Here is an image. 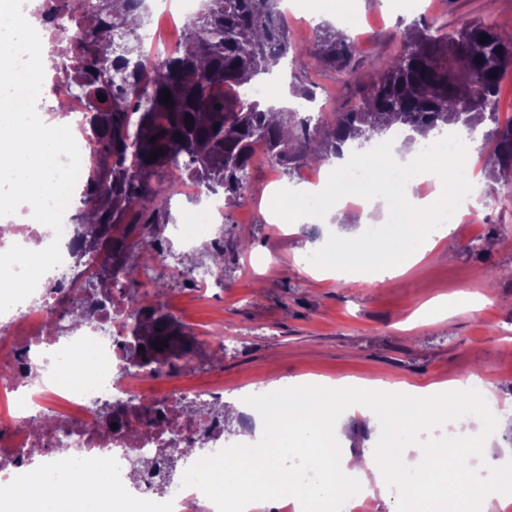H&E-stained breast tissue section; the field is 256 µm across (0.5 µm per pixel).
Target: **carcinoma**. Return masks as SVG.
<instances>
[{
    "instance_id": "carcinoma-1",
    "label": "carcinoma",
    "mask_w": 512,
    "mask_h": 512,
    "mask_svg": "<svg viewBox=\"0 0 512 512\" xmlns=\"http://www.w3.org/2000/svg\"><path fill=\"white\" fill-rule=\"evenodd\" d=\"M279 0H204L184 25L175 55L152 60L140 49L137 30L145 24L138 0H99L83 31L89 43V80L81 92L96 102L89 131L100 145L101 177L86 185L78 217L83 249L104 255L91 278L116 279L132 286L129 316L134 335L148 342V361L162 347L174 372L187 361L194 337L156 301L168 281L142 261L144 242L132 237L140 224H167L171 196L160 184L190 178L211 193L224 190L234 204L246 189L254 145L264 144L268 159L289 177L300 169L343 156L349 141L362 147L395 125L408 130L409 144L428 143V135L448 125L472 134L488 121L484 143L493 146L485 167L512 192V117L500 121L504 74L512 70V38L482 21L463 24L452 34L415 21L401 34L402 49L370 74L355 66V44L323 24L312 44L296 42L278 9ZM488 42L482 44V37ZM304 71L314 59L346 76L360 97L348 109L303 115L293 108L273 111L258 99L225 100L212 93L219 83L246 85L281 60ZM170 92V103L161 93ZM103 95L105 101L98 100ZM192 125L185 124L186 116ZM163 154L149 160L151 153ZM150 202L147 207L144 202ZM146 274L152 292L139 293L137 276Z\"/></svg>"
}]
</instances>
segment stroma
I'll return each instance as SVG.
<instances>
[{"label":"stroma","instance_id":"35a3bbf8","mask_svg":"<svg viewBox=\"0 0 512 512\" xmlns=\"http://www.w3.org/2000/svg\"><path fill=\"white\" fill-rule=\"evenodd\" d=\"M357 4L363 24L353 39L363 71L400 51V33L415 17L448 34L474 19L512 33V0H496L491 11L485 0H418L409 17L393 16L383 0ZM300 79L315 86L335 112L359 97L341 75L316 64ZM313 177L309 167L282 176L263 161L251 169L247 189L224 221L221 287L169 296L176 319L197 339L195 366L158 378L154 392L163 396L207 382L210 333L218 328L224 333L221 377L229 391L306 375L422 385L475 374L492 383L504 416L512 419V200H504L499 189L489 194L469 229L478 248H465L452 234L407 275L364 285L299 263L321 252L327 235H345L357 215L338 212L286 229L264 217L262 194L274 183L296 188ZM243 238L250 247L241 252L236 243ZM485 265L494 267L493 275L480 276ZM462 290L480 294L482 306L441 321L422 319L426 303Z\"/></svg>","mask_w":512,"mask_h":512}]
</instances>
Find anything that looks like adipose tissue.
Here are the masks:
<instances>
[{"mask_svg": "<svg viewBox=\"0 0 512 512\" xmlns=\"http://www.w3.org/2000/svg\"><path fill=\"white\" fill-rule=\"evenodd\" d=\"M333 173L332 182L303 193L295 210L284 209L278 195H271L265 203L267 219L291 225L299 211L338 212L351 202L368 211L379 204L385 211L383 222L365 224L359 235L337 239L324 257L326 267L342 279L350 268H358L359 282L373 285L416 265L432 247L441 217L453 203L450 192L415 196L420 179L414 171L365 156L346 158ZM356 410L376 422L384 448L360 457L335 448L348 414ZM258 412L260 434L251 447L226 448L222 463L189 471L190 485L210 495L232 490L245 512L274 491L294 504L295 512H317L338 495L352 502L362 498L368 481L382 489L395 480L401 492L392 512H413L416 496L431 484L435 472L443 471L463 478L450 495L452 512H486L493 501L504 508L512 505V468L495 459L491 446L507 421L481 378L425 386L292 379L287 394L271 392ZM474 419L479 422L475 431L469 427ZM436 423L447 428L448 438L425 445L420 434ZM472 448L483 450L489 469L480 482L465 476L464 460ZM408 450L424 459L423 467L403 466ZM64 498L56 476L40 470L31 477L28 492L14 497L11 506L13 512H30L32 503L49 507Z\"/></svg>", "mask_w": 512, "mask_h": 512, "instance_id": "ef3b65f1", "label": "adipose tissue"}]
</instances>
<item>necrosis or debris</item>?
I'll list each match as a JSON object with an SVG mask.
<instances>
[{
  "label": "necrosis or debris",
  "instance_id": "obj_1",
  "mask_svg": "<svg viewBox=\"0 0 512 512\" xmlns=\"http://www.w3.org/2000/svg\"><path fill=\"white\" fill-rule=\"evenodd\" d=\"M96 0H24L23 14L38 32L42 53L51 60L44 70L36 109L38 115L72 127L87 171L99 161L97 141L85 133L90 110L78 87L86 81L88 51L80 32ZM71 215L63 217V233L31 215L29 206L0 219V252L17 244L32 251L59 241L62 262L43 275L35 291L0 313V478L11 490L24 487L33 465L44 466L61 480L72 499L82 497L73 472L91 469L107 486L122 512H196L197 492L189 485L162 491L164 470L132 477L131 459L144 455L154 462L173 449L205 445L207 457L224 450V421L199 413V406L224 402V385L216 382L174 390L159 412H152L151 368L129 370L139 357L130 341L126 293L119 283L100 287L92 316L82 327L55 332L47 322L62 298L58 283L76 278L74 253L80 239ZM140 239L150 243L152 270L172 276L178 287L206 292L213 282L205 266L183 273L167 262L169 242L156 239L150 226H139ZM91 347L98 372L94 386L62 387L58 372L73 367L84 347Z\"/></svg>",
  "mask_w": 512,
  "mask_h": 512
}]
</instances>
